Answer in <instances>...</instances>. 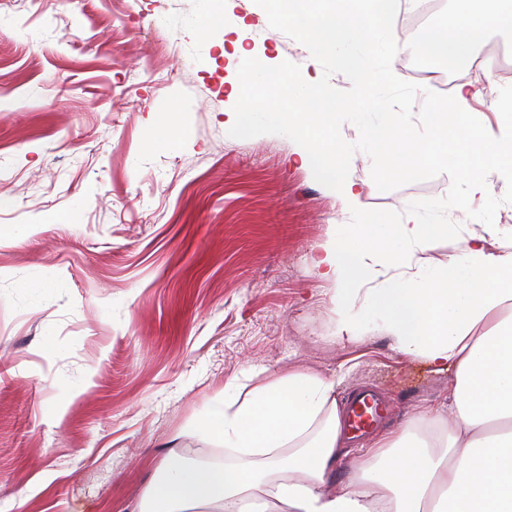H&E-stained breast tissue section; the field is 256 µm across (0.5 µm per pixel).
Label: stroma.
Segmentation results:
<instances>
[{"label":"stroma","instance_id":"obj_1","mask_svg":"<svg viewBox=\"0 0 512 512\" xmlns=\"http://www.w3.org/2000/svg\"><path fill=\"white\" fill-rule=\"evenodd\" d=\"M258 0H236L245 46L302 75L304 35L264 26ZM204 0H0V512H139L162 457L215 450L192 424L222 407L224 385L293 372L357 387L392 405L379 432L446 411L450 372L397 353L376 335L330 339L333 290L311 258L339 205L302 168L293 139L238 128L234 55L201 23ZM512 47L497 29L456 64L458 83L512 90L470 62ZM400 84L429 85L441 66L414 35ZM357 112L325 70L320 94L270 95L276 112ZM186 111H179V104ZM351 176L365 209L390 217L418 198L463 192L453 170L404 172L386 150L359 154ZM52 292L25 310L31 275Z\"/></svg>","mask_w":512,"mask_h":512}]
</instances>
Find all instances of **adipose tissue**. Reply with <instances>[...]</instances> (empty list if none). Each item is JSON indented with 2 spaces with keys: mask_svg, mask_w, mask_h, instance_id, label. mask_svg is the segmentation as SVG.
<instances>
[{
  "mask_svg": "<svg viewBox=\"0 0 512 512\" xmlns=\"http://www.w3.org/2000/svg\"><path fill=\"white\" fill-rule=\"evenodd\" d=\"M317 20L303 0H261L265 21L309 35L308 65L347 74L366 99L404 97L393 58L400 47L386 20L394 0H326ZM445 31L429 34L431 58L454 64L492 23L512 28V0H454ZM379 41L370 49L368 38ZM476 91L456 88L445 101L419 93L421 127L404 112H366L357 145L336 142L334 128L310 135L315 112L266 113L264 101L237 113V124L294 136L303 166L335 195L345 223L314 260L333 286V338L379 332L407 358L452 372L447 417L422 413L384 436L340 491L330 490L346 433L334 380L294 372L261 385L236 379L224 406L197 421L196 432L232 451L221 468L187 465L176 452L144 493L143 512H512V229L445 224L407 204L389 223L367 212L343 163L383 146L417 172L447 166L456 142L470 150L457 174L464 200L496 201L489 169L512 175V113L489 123L472 108ZM450 240L448 261L432 252Z\"/></svg>",
  "mask_w": 512,
  "mask_h": 512,
  "instance_id": "adipose-tissue-1",
  "label": "adipose tissue"
}]
</instances>
